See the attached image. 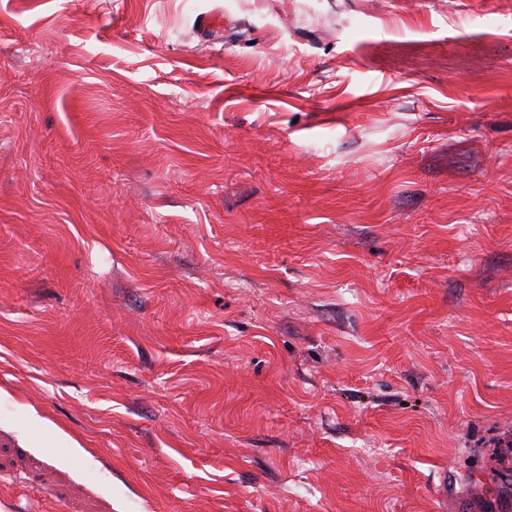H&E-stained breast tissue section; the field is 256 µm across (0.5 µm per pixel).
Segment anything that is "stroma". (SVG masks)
Returning a JSON list of instances; mask_svg holds the SVG:
<instances>
[{
	"mask_svg": "<svg viewBox=\"0 0 512 512\" xmlns=\"http://www.w3.org/2000/svg\"><path fill=\"white\" fill-rule=\"evenodd\" d=\"M512 0H0V512H512Z\"/></svg>",
	"mask_w": 512,
	"mask_h": 512,
	"instance_id": "1",
	"label": "stroma"
}]
</instances>
